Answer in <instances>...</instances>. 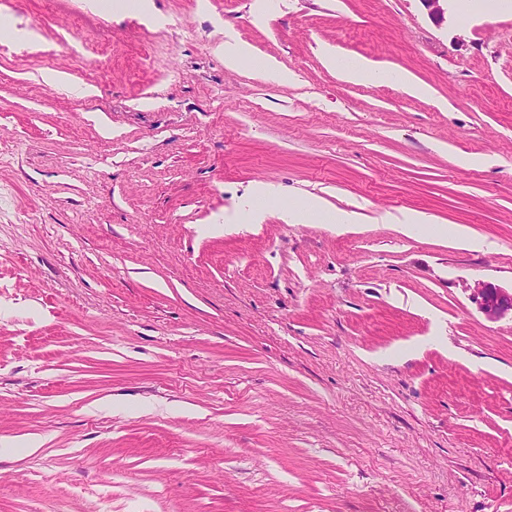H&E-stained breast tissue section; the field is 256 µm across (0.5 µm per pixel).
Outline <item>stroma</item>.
Returning a JSON list of instances; mask_svg holds the SVG:
<instances>
[{
  "label": "stroma",
  "instance_id": "35a3bbf8",
  "mask_svg": "<svg viewBox=\"0 0 512 512\" xmlns=\"http://www.w3.org/2000/svg\"><path fill=\"white\" fill-rule=\"evenodd\" d=\"M150 2L0 0V512H512V0ZM327 59L331 65H335L337 68L346 71L345 75L350 81L369 83L378 79L388 78L391 80H400L413 95L425 96L428 93L424 86L411 81L406 76H397L394 73H387L386 71L377 69L365 59L353 58L351 60H345L340 58L337 53L335 55L329 51L327 52ZM285 220L290 224H307L315 220H320L326 224H354L355 217L353 213L344 211H327L321 201L312 197L296 206L288 208L285 213ZM384 222L392 224H402L405 231L414 234L423 229L422 225L429 224L428 217L417 211H403L400 215H389L384 218ZM472 302L488 320H497L509 312L512 316V289L485 281H477L472 287Z\"/></svg>",
  "mask_w": 512,
  "mask_h": 512
}]
</instances>
